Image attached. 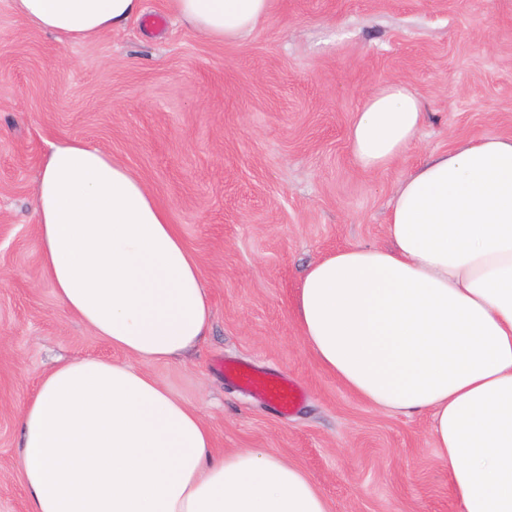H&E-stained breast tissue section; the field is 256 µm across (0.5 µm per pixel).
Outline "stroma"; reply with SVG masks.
Here are the masks:
<instances>
[{
    "mask_svg": "<svg viewBox=\"0 0 512 512\" xmlns=\"http://www.w3.org/2000/svg\"><path fill=\"white\" fill-rule=\"evenodd\" d=\"M90 43L59 45L0 0V512H28L16 415L58 364L116 353L58 305L33 212L50 143L88 141L146 181L200 261L214 319L197 352L151 365L218 448L302 467L332 512H462L427 416L372 409L298 336L305 266L386 245L387 203L427 154L512 136V0H272L217 43L166 0ZM407 83L425 127L389 168L355 164L347 129L379 83ZM232 356L297 383L282 414L225 379Z\"/></svg>",
    "mask_w": 512,
    "mask_h": 512,
    "instance_id": "35a3bbf8",
    "label": "stroma"
}]
</instances>
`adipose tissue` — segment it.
Instances as JSON below:
<instances>
[{"mask_svg": "<svg viewBox=\"0 0 512 512\" xmlns=\"http://www.w3.org/2000/svg\"><path fill=\"white\" fill-rule=\"evenodd\" d=\"M272 0H167L229 42ZM62 45L144 12V0H10ZM427 119L403 82L373 90L348 128L367 172L387 168ZM42 268L60 307L122 353L59 364L17 413L29 512H330L277 454L214 449L198 410L148 365L182 359L213 309L197 256L142 178L99 147L51 144L35 179ZM388 246L349 245L303 273L292 312L321 367L372 407L430 418L462 512H512V137L428 154L387 206Z\"/></svg>", "mask_w": 512, "mask_h": 512, "instance_id": "ef3b65f1", "label": "adipose tissue"}]
</instances>
